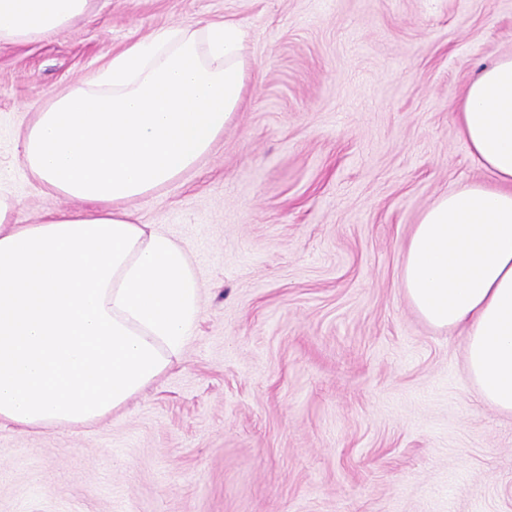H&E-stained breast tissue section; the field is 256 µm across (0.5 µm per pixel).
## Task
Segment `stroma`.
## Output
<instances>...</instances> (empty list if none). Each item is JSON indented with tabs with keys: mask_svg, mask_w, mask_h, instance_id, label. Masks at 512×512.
I'll return each mask as SVG.
<instances>
[{
	"mask_svg": "<svg viewBox=\"0 0 512 512\" xmlns=\"http://www.w3.org/2000/svg\"><path fill=\"white\" fill-rule=\"evenodd\" d=\"M224 19L247 32L242 107L128 204L187 248L194 333L99 423L1 424L0 512H512V415L400 280L421 212L490 179L457 112L512 55V0H89L63 34L0 43L11 223L76 207L24 163L55 95L138 38Z\"/></svg>",
	"mask_w": 512,
	"mask_h": 512,
	"instance_id": "stroma-1",
	"label": "stroma"
}]
</instances>
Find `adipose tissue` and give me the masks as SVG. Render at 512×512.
<instances>
[{
    "mask_svg": "<svg viewBox=\"0 0 512 512\" xmlns=\"http://www.w3.org/2000/svg\"><path fill=\"white\" fill-rule=\"evenodd\" d=\"M88 0H0V43L66 32ZM234 21L169 28L113 55L40 112L24 161L83 202L8 225L0 191V422L55 431L106 418L180 352L199 311L183 246L138 224L126 201L194 168L243 102L251 67ZM458 126L488 183L427 206L402 258L407 300L466 338L484 402L512 414V56L469 84Z\"/></svg>",
    "mask_w": 512,
    "mask_h": 512,
    "instance_id": "obj_1",
    "label": "adipose tissue"
}]
</instances>
